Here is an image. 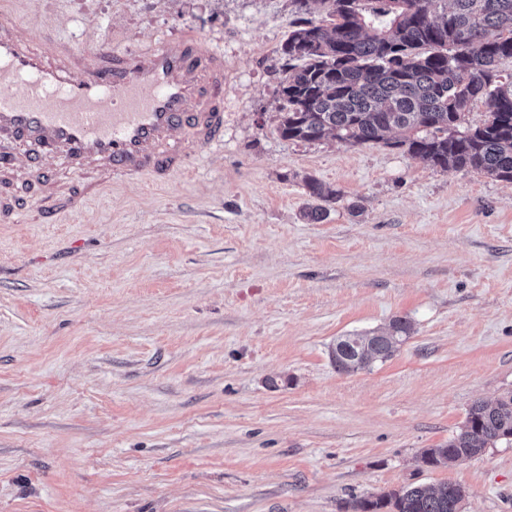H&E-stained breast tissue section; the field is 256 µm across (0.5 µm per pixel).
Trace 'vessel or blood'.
<instances>
[{
  "mask_svg": "<svg viewBox=\"0 0 512 512\" xmlns=\"http://www.w3.org/2000/svg\"><path fill=\"white\" fill-rule=\"evenodd\" d=\"M0 222L76 211L112 177L162 182L224 132V57L186 32L144 52L34 43L0 24ZM28 163L16 164L17 150Z\"/></svg>",
  "mask_w": 512,
  "mask_h": 512,
  "instance_id": "1",
  "label": "vessel or blood"
}]
</instances>
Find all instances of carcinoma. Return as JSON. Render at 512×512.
Wrapping results in <instances>:
<instances>
[{
  "label": "carcinoma",
  "mask_w": 512,
  "mask_h": 512,
  "mask_svg": "<svg viewBox=\"0 0 512 512\" xmlns=\"http://www.w3.org/2000/svg\"><path fill=\"white\" fill-rule=\"evenodd\" d=\"M319 2L327 25L304 17ZM298 19L283 45L288 70L277 99L284 140L328 136L356 147L382 144L443 170L483 171L512 182V80L499 64L512 59V0H295ZM488 106L479 126L466 114ZM309 196L338 192L305 179ZM411 324L340 336L330 360L341 373L390 359ZM512 441V391L477 401L448 442L427 449L423 464L442 467ZM456 484L407 487L359 499L354 512H461Z\"/></svg>",
  "instance_id": "carcinoma-1"
}]
</instances>
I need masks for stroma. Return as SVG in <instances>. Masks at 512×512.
Instances as JSON below:
<instances>
[{"mask_svg": "<svg viewBox=\"0 0 512 512\" xmlns=\"http://www.w3.org/2000/svg\"><path fill=\"white\" fill-rule=\"evenodd\" d=\"M31 41L224 54V137L59 223H0V512H352L444 482L512 512V445L421 461L512 390V183L277 132L293 0H0ZM339 191L323 221L305 178ZM413 331L336 371L338 336Z\"/></svg>", "mask_w": 512, "mask_h": 512, "instance_id": "35a3bbf8", "label": "stroma"}]
</instances>
